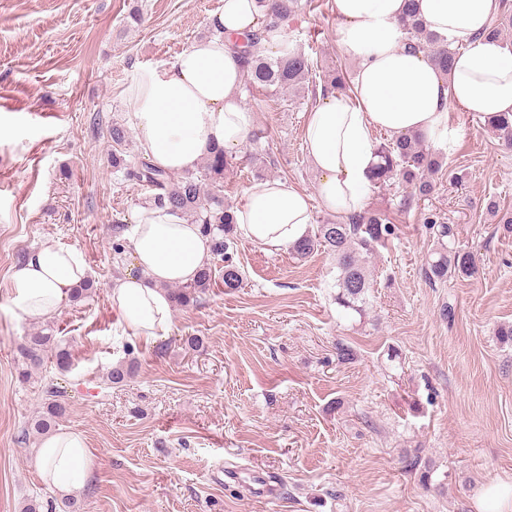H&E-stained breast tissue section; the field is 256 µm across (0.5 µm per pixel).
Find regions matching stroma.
<instances>
[{
	"label": "stroma",
	"instance_id": "35a3bbf8",
	"mask_svg": "<svg viewBox=\"0 0 512 512\" xmlns=\"http://www.w3.org/2000/svg\"><path fill=\"white\" fill-rule=\"evenodd\" d=\"M223 8L0 0V512L36 494L64 512L65 496L34 466L39 440H18L51 384L93 458L80 512H478L487 486L512 485V344L497 337L512 324V227L486 210L493 200L512 213V148L480 117L451 109L462 135L436 142L445 164L429 197L407 205L399 184L370 189L366 209L387 214L396 235L369 260L364 315L337 305L326 251L298 260L241 236L232 259L242 288L225 289L217 260L207 296L175 309L156 343L132 344L118 324L107 289L132 258L115 254V225L134 224L150 191L117 179L107 128L128 122L126 89L211 35ZM337 26L331 0H308L285 31L311 57L310 80L294 92L243 91L262 138L235 150L226 202L240 205L262 179L314 193L305 115L330 75L354 69ZM432 220L474 253L471 278L426 279ZM48 241L83 252L97 291L47 321L17 318L7 279ZM46 324L71 367L21 381L18 347ZM340 342L353 361L338 360ZM127 357L134 377L106 384Z\"/></svg>",
	"mask_w": 512,
	"mask_h": 512
}]
</instances>
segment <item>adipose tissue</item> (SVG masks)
<instances>
[{
	"label": "adipose tissue",
	"instance_id": "1",
	"mask_svg": "<svg viewBox=\"0 0 512 512\" xmlns=\"http://www.w3.org/2000/svg\"><path fill=\"white\" fill-rule=\"evenodd\" d=\"M408 6L407 0H332L339 21L336 44L354 70L348 92L328 95L306 117L316 192L282 179L258 184L234 210L245 238L274 249L292 245L308 231L315 198L344 216L361 212L378 161L374 131L452 143L460 131L448 123L449 107L484 119L512 113V51L485 35L499 0L412 4L425 28L457 49L446 73L426 53L407 50L402 19ZM263 20L256 0H224L223 11L210 20L211 35L129 90L132 129L156 167L191 170L211 152L247 142L254 115L242 102L245 68L234 41ZM127 238L133 265L112 282L108 299L128 339L150 343L173 323L167 285L193 281L210 240L199 225L154 206L139 212ZM86 277L80 250L47 242L14 268L6 300L16 317L47 318ZM35 467L58 492L72 496L84 490L93 461L82 434L66 429L42 441Z\"/></svg>",
	"mask_w": 512,
	"mask_h": 512
}]
</instances>
